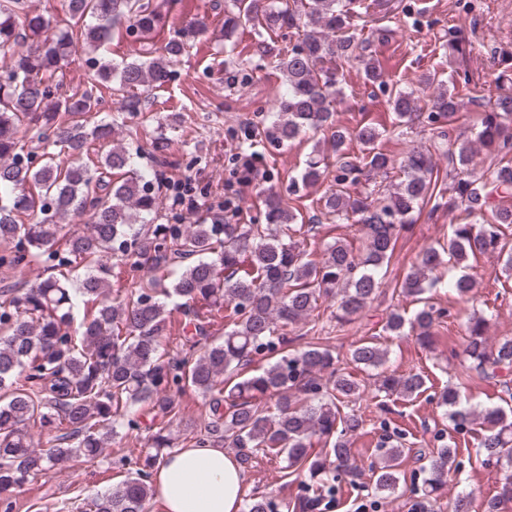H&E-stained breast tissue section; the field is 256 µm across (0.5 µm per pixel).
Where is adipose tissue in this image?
Returning a JSON list of instances; mask_svg holds the SVG:
<instances>
[{"mask_svg": "<svg viewBox=\"0 0 512 512\" xmlns=\"http://www.w3.org/2000/svg\"><path fill=\"white\" fill-rule=\"evenodd\" d=\"M161 512H241L244 472L219 446L180 448L152 473Z\"/></svg>", "mask_w": 512, "mask_h": 512, "instance_id": "1", "label": "adipose tissue"}]
</instances>
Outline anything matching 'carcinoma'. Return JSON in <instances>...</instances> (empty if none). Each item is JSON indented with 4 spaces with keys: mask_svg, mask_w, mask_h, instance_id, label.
Listing matches in <instances>:
<instances>
[{
    "mask_svg": "<svg viewBox=\"0 0 512 512\" xmlns=\"http://www.w3.org/2000/svg\"><path fill=\"white\" fill-rule=\"evenodd\" d=\"M353 0H232L224 12V38L241 27L292 31L294 44L269 55L287 91L275 96L276 119L268 138L276 146L294 141L301 132L331 131L330 151L312 155L300 175L288 185V196L271 191L262 200L258 224H156L160 200L138 167L139 155L112 146L117 128L93 111L113 97L131 117L144 111L141 88L165 86L171 67L206 30L193 19L169 32L152 58L104 60L98 51L114 36L135 41L152 39L166 23L153 0H65V18L50 19L28 9L26 0H0V50L10 52V64L0 70V266L11 269L33 262L48 275L24 285L17 280L0 286V493L47 476L57 465L74 458L100 456L124 428L149 424V451L122 460L136 466L111 490L83 500L79 512H147L154 496L151 474L155 463L174 447L168 424L181 418L180 397L190 390L208 406V422L192 436L194 446L229 444L243 468L260 459L283 462V469H304L313 481L355 479L350 438L363 427L352 408L366 384L337 367L321 337L312 336L301 350L288 353L297 337L288 329L310 318L320 299L338 297L336 323L355 320L382 285L380 273L393 258L394 246L412 213L429 203L437 208L444 194L433 178L432 150L448 140V161L455 175L450 200L465 214L463 224L450 226L448 244L424 248L405 276L402 293L421 307L411 317L394 311L384 331L399 335L410 327L423 347L430 345L441 312L423 298L430 274L459 265L468 258L502 255L504 228L512 225V209L490 210L492 201L512 195V161L500 153L512 148V97H502L481 113L475 138L452 139L440 131L442 142L413 149L403 163L377 150L378 127L367 124L354 131L335 125L333 102L340 93V70L353 61L364 64L366 80L387 86L384 73L369 60L370 44L351 30ZM94 53L92 73L84 87L71 91L53 76L77 46ZM457 80L432 100L430 119L453 122L458 112ZM396 121L408 124L424 99L397 90L389 95ZM36 130L37 138L59 149L42 152L30 164L18 133ZM361 145L362 155L349 151ZM97 146L90 155L89 146ZM486 151L488 175L470 169L475 153ZM73 157L67 164L59 154ZM403 174L385 187L394 169ZM333 179L321 215L338 223L362 225L367 246L357 257L351 244H326L321 258H310L303 237L316 225L296 223L292 206L300 191ZM96 201L89 210L88 201ZM491 219L482 222L486 211ZM36 212V224L18 217ZM89 215L84 233H63L59 220ZM116 255L144 275L127 278L112 272L104 258ZM85 272L78 273L79 269ZM117 288H112V283ZM459 298L474 294L468 275L448 282ZM196 335L184 337V355L172 356L162 347L168 316L167 300ZM231 307V327L220 340L207 336L216 312ZM78 328L70 331L75 312ZM277 354L272 364L251 368L256 357ZM465 371L458 386L436 391L437 405L449 410L453 430L472 424L474 412L461 406L458 387L474 369L512 388V339L497 344L487 337V319L469 318L463 343ZM387 351L370 339L355 345L347 364L367 373L377 393L387 398H417L428 378L419 372L394 375L383 370ZM24 383H19V377ZM274 400L269 405L266 399ZM347 411H342V408ZM486 463L512 465V422L506 410L486 406L479 416ZM40 423L55 432L47 449L32 446L27 424ZM329 451L311 456L312 440ZM410 452L401 443L378 448L373 469L376 492L394 494L399 468ZM460 449L441 444L429 454L428 477L410 512H436L433 494L448 485V472ZM325 495H303L294 508L319 512ZM512 504V474L505 475L485 512H505ZM274 499L254 492L243 498L242 512H280Z\"/></svg>",
    "mask_w": 512,
    "mask_h": 512,
    "instance_id": "obj_1",
    "label": "carcinoma"
}]
</instances>
